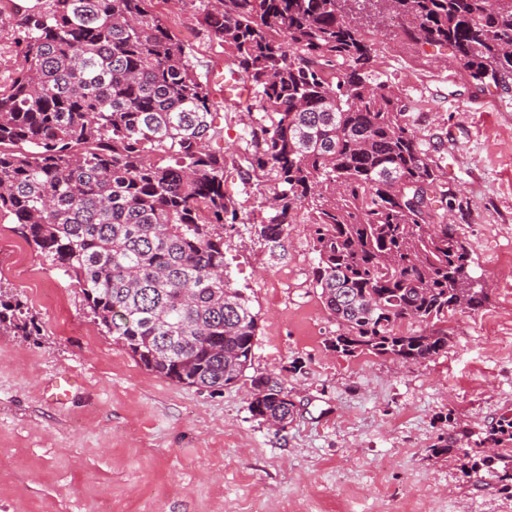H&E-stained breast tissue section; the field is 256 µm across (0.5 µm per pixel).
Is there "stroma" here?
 I'll list each match as a JSON object with an SVG mask.
<instances>
[{"instance_id":"obj_1","label":"stroma","mask_w":512,"mask_h":512,"mask_svg":"<svg viewBox=\"0 0 512 512\" xmlns=\"http://www.w3.org/2000/svg\"><path fill=\"white\" fill-rule=\"evenodd\" d=\"M34 2L0 0V87L19 64L17 12ZM203 8L153 3L205 82L224 47L201 27ZM373 39L376 82L402 90L447 171L435 208L473 247L484 307L453 314L448 350L430 361L340 356L327 346L337 326L313 286L306 211L271 255L245 227L258 190L231 177L240 223L226 237L227 274L261 317L251 371L278 377L297 405L279 432L251 416L249 381L198 389L144 369L2 220L0 293L24 303L38 332L0 327V512H512L500 461L476 479L429 453L512 417V92L475 86L448 46L405 44L389 24ZM213 112L222 135L211 148L240 153L247 105L218 97ZM63 374L80 385L58 403L45 391Z\"/></svg>"}]
</instances>
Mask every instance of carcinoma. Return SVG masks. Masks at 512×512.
I'll return each instance as SVG.
<instances>
[{"mask_svg":"<svg viewBox=\"0 0 512 512\" xmlns=\"http://www.w3.org/2000/svg\"><path fill=\"white\" fill-rule=\"evenodd\" d=\"M153 2L48 0L19 14L18 69L0 89V218L146 370L209 389L248 379L250 413L280 430L296 404L246 375L260 317L226 274L232 171L245 193L267 187L251 229L270 251L307 210L332 350L404 364L448 350L442 324L487 292L471 248L436 215L445 168L403 95L371 83L373 40L346 16L446 44L473 83L506 89L512 0H208L201 24L260 110L229 162L210 148L211 92ZM6 324L27 332L33 320L0 298ZM486 441L511 443L512 419Z\"/></svg>","mask_w":512,"mask_h":512,"instance_id":"1","label":"carcinoma"}]
</instances>
